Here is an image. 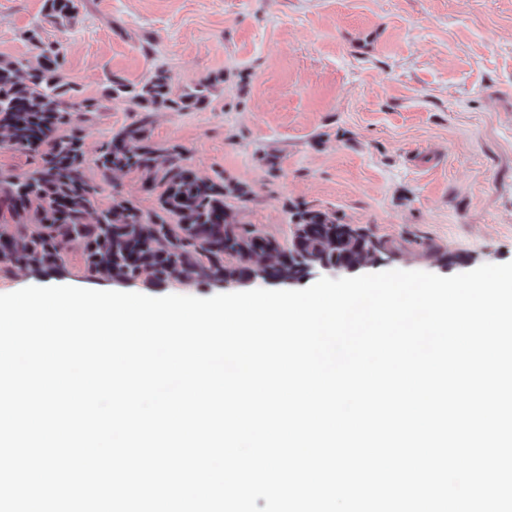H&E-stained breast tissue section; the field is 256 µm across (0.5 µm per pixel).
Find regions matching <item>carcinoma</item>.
Wrapping results in <instances>:
<instances>
[{
    "label": "carcinoma",
    "instance_id": "carcinoma-1",
    "mask_svg": "<svg viewBox=\"0 0 512 512\" xmlns=\"http://www.w3.org/2000/svg\"><path fill=\"white\" fill-rule=\"evenodd\" d=\"M76 0H45L44 18L74 21ZM27 40L37 63L0 58V148L32 155L35 164L24 175L0 170V269L51 270L62 266L72 242L81 240L85 273L116 281L149 284L233 282L248 270L246 261L262 253L265 267L276 268L295 247L297 255L330 256L336 251V226L329 212L296 204L288 243L244 224L236 203L250 194L247 186L224 180V174L201 176L180 145L152 139L153 114L180 111L208 102L214 84L202 81L172 95L171 79L155 73L143 83L114 75L104 96L125 98L139 118L112 133L93 163L99 180L86 177V115L99 101L81 97L66 68L59 45L46 43L35 30ZM138 175L155 205L143 212L120 193L102 208V186L118 187L125 175ZM396 246L364 232L342 251L353 260L374 246Z\"/></svg>",
    "mask_w": 512,
    "mask_h": 512
}]
</instances>
